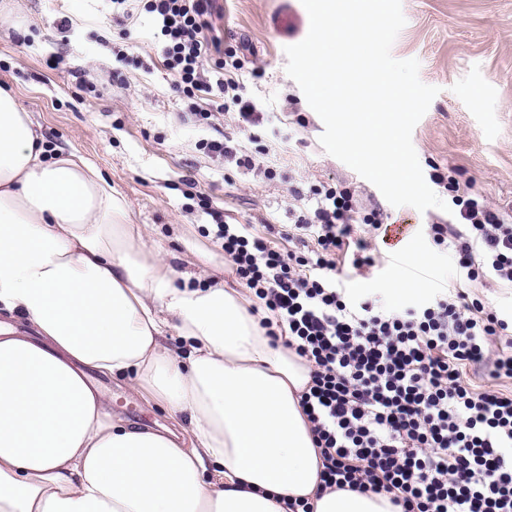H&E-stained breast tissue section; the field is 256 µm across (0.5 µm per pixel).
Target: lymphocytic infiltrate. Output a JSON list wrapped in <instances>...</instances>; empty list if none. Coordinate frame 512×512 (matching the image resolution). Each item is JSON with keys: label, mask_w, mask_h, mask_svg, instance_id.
<instances>
[{"label": "lymphocytic infiltrate", "mask_w": 512, "mask_h": 512, "mask_svg": "<svg viewBox=\"0 0 512 512\" xmlns=\"http://www.w3.org/2000/svg\"><path fill=\"white\" fill-rule=\"evenodd\" d=\"M157 49L216 111L234 103L245 121L236 50L224 49L215 0H150ZM221 61L214 70L212 54ZM365 234H358V227ZM448 248L456 281L424 305L389 310L336 286L342 258L376 263L382 212L361 211L349 190H313L279 240L249 224H221L224 257L239 285L270 313L272 345L309 368L299 399L321 461L320 485L386 497L393 512H512V320L473 285L512 288V210L471 194L453 224L428 227Z\"/></svg>", "instance_id": "lymphocytic-infiltrate-1"}]
</instances>
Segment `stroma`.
Wrapping results in <instances>:
<instances>
[{
	"label": "stroma",
	"instance_id": "1",
	"mask_svg": "<svg viewBox=\"0 0 512 512\" xmlns=\"http://www.w3.org/2000/svg\"><path fill=\"white\" fill-rule=\"evenodd\" d=\"M216 5L222 39L241 49L239 79L258 125L244 124L234 107L213 122L198 120L212 103L187 96L158 57L142 2L126 18L113 14L109 0H0V85L12 90L48 145L97 167L178 283L205 288L219 278L235 287L217 225L250 224L263 235L268 226L291 224L299 206L293 190L337 186L361 208L381 210L388 223L412 227L397 260L384 253L372 268L340 267L342 287L388 309L430 300L453 268L428 227L456 217L392 206L324 151V124L285 71V46L309 30L301 0ZM402 10L406 25L392 55L417 59L421 80L440 89L412 133L425 179L455 204L454 192L432 180L435 168H451L489 204L512 205V0H402ZM219 132L245 152L268 147L276 177H256L201 150ZM99 385L114 416L152 429L170 424L168 409L139 381L115 376Z\"/></svg>",
	"mask_w": 512,
	"mask_h": 512
}]
</instances>
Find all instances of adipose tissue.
Instances as JSON below:
<instances>
[{
	"instance_id": "ef3b65f1",
	"label": "adipose tissue",
	"mask_w": 512,
	"mask_h": 512,
	"mask_svg": "<svg viewBox=\"0 0 512 512\" xmlns=\"http://www.w3.org/2000/svg\"><path fill=\"white\" fill-rule=\"evenodd\" d=\"M124 200L50 149L0 86V512H387L317 493L304 365L269 344L237 291L177 287ZM176 329L188 363L162 342ZM133 375L190 429L113 418L95 377Z\"/></svg>"
}]
</instances>
